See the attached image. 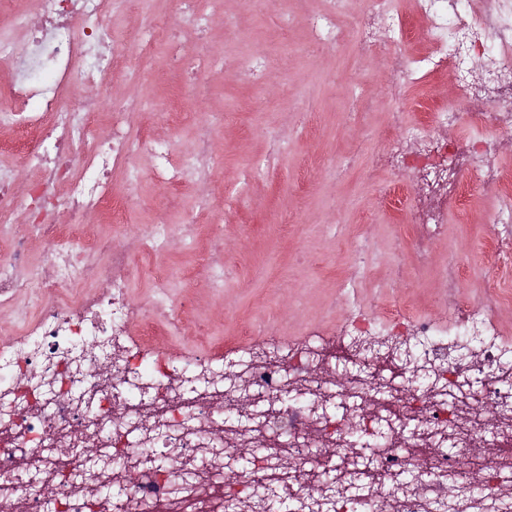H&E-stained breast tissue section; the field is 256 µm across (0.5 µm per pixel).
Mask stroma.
Segmentation results:
<instances>
[{
	"label": "stroma",
	"mask_w": 512,
	"mask_h": 512,
	"mask_svg": "<svg viewBox=\"0 0 512 512\" xmlns=\"http://www.w3.org/2000/svg\"><path fill=\"white\" fill-rule=\"evenodd\" d=\"M210 15V37L218 53L235 61L259 52L266 57L262 77L238 76L230 66L209 78V104L224 110L226 120L215 134L216 181L241 205L225 208L224 257L232 267L222 291L216 292L193 271L205 252V229L195 227L194 243L175 248L165 257L181 271L169 293H190L191 319L206 322L211 334L193 330L169 336L164 346L179 354H203L235 342L245 327L252 340L267 343V326L298 336L313 327L330 328L344 321L350 302L380 315L387 305L407 303L412 309L438 315L435 295L440 281L423 275L421 281L392 280V243L410 232L395 208L387 206V186L400 182V173L370 170L373 155L391 151L387 136L398 102L408 106L406 118L422 119L414 104L423 98L455 106L454 74L429 78L394 92L390 61L383 53L356 57V38L366 23L364 0H347L342 17L344 45L329 48L311 41L302 12L293 0H282L277 12L256 13L249 0H224V16L212 13L208 0H198ZM233 16L246 41L225 32V16ZM111 92L141 98L147 107L176 103L192 110L181 94V83L164 54H157L145 82L114 80ZM264 127L279 130L287 141L275 166L258 171L249 185L238 184L242 168L254 165L268 149ZM495 205L492 192L471 193L468 219L449 211L446 239L435 242L432 262L447 259L456 247L463 259L460 296L469 302L497 285L508 299L496 312L512 328V280L501 282L498 258L485 246L492 226L487 216ZM366 241L372 254L367 269L354 266L336 244L337 234ZM305 254L306 263L296 261Z\"/></svg>",
	"instance_id": "obj_1"
}]
</instances>
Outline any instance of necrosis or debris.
Listing matches in <instances>:
<instances>
[{
    "instance_id": "obj_1",
    "label": "necrosis or debris",
    "mask_w": 512,
    "mask_h": 512,
    "mask_svg": "<svg viewBox=\"0 0 512 512\" xmlns=\"http://www.w3.org/2000/svg\"><path fill=\"white\" fill-rule=\"evenodd\" d=\"M39 19L25 28L24 53L0 36V132H24L0 144V305L31 296L32 318L0 343V512H222L224 461L259 448L256 466L236 477L237 512H265L253 488L273 490L291 512H311L314 487L332 478L344 512H498L512 498V333L490 303H462V266L449 254L431 265L449 207L466 192L448 188L465 171L494 188L499 204L488 247L512 276V171L499 159L512 136V0H413L425 23V49L406 53L409 35L392 0L374 7L358 53L387 51L392 73L408 86L436 73L461 78L465 114L427 99L430 128L391 115L394 147L376 167L403 170L410 264L396 279L435 268L444 284L441 318L404 306L378 322L363 307L346 322L307 339H274L244 353L175 356L157 344L188 321L185 301L166 290L171 272L151 268L155 292L129 293L137 254H161L176 240L150 224L129 245L86 239L90 217L123 224L143 197L112 199L113 178L129 186L150 160L163 208L178 223L204 225L212 250L224 248V199L212 190V129L220 112L196 119L175 109L147 112L136 98L106 96L113 78L141 82L154 51L180 42L179 31L145 13L125 40L111 39L109 15L130 0H31ZM186 96L205 101L206 72L223 68L206 35L176 54ZM479 61L484 83L468 80ZM79 93L76 108L66 101ZM497 100L486 109V97ZM494 138H448L461 118ZM189 124L191 149L176 153L157 138V121ZM81 166H74V158ZM29 189L18 194V172ZM207 185L192 205L182 190ZM66 211L65 223L52 220ZM43 245V270L27 272L29 245ZM485 493L473 498L470 488Z\"/></svg>"
}]
</instances>
